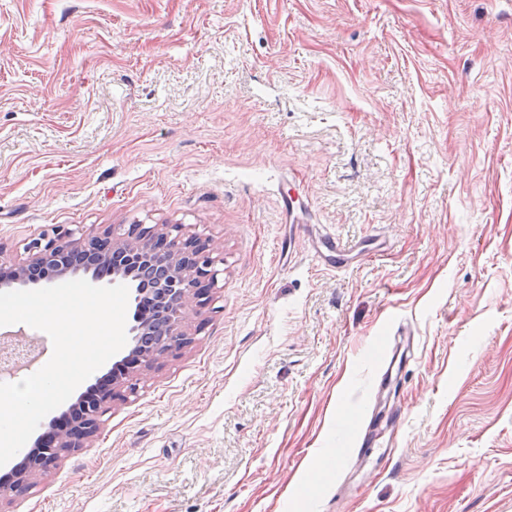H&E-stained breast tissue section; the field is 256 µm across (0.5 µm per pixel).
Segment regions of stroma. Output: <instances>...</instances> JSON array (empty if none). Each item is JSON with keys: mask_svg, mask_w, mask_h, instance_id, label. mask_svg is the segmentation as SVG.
Listing matches in <instances>:
<instances>
[{"mask_svg": "<svg viewBox=\"0 0 512 512\" xmlns=\"http://www.w3.org/2000/svg\"><path fill=\"white\" fill-rule=\"evenodd\" d=\"M132 224L192 341L0 512H512V0H0V259ZM178 225L154 224L143 226L135 224L128 231L127 235L112 238L109 237L110 252L107 259L114 262L112 266L113 280L125 279L131 276L125 268L135 265L141 278L146 280L154 279L163 284L170 277L173 288H160L158 302L162 307H167L166 313L169 316L168 338L166 348L160 354L157 351H147L137 343L130 349L127 361V372L124 374L136 373L138 368L148 367L160 356L172 353L184 346H180L186 340L185 320L187 312L193 305L200 302V294L194 283V279L205 280L215 285L218 276L216 269V257L212 249L198 237L183 236L179 233ZM175 233V234H173ZM173 241L171 252L165 257L153 249V243L159 238ZM131 257L130 259L125 257ZM178 281L180 283L178 284ZM166 284L168 282H165Z\"/></svg>", "mask_w": 512, "mask_h": 512, "instance_id": "stroma-1", "label": "stroma"}]
</instances>
